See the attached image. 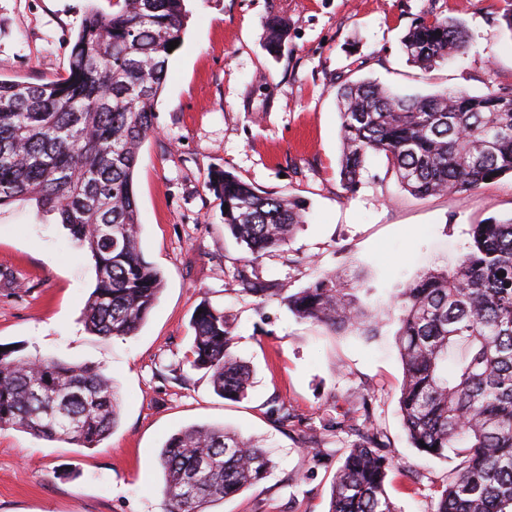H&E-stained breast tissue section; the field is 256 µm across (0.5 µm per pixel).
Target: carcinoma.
Segmentation results:
<instances>
[{"label":"carcinoma","instance_id":"carcinoma-1","mask_svg":"<svg viewBox=\"0 0 512 512\" xmlns=\"http://www.w3.org/2000/svg\"><path fill=\"white\" fill-rule=\"evenodd\" d=\"M188 0H116L118 9L85 12L67 76L33 84L0 79V208L34 200L57 215L94 261L96 284L83 316L102 337L136 333L163 288L161 272L139 245L134 172L154 129L169 42L182 40ZM287 25L269 24L278 51ZM407 62L429 68L465 52L469 35L453 18L422 20L402 38ZM343 188H357L367 155H384L415 196L480 188L512 175V101L490 89L398 96L368 79L336 86ZM210 184L229 211L224 228L255 259L284 250L304 223L302 204L257 189L230 171ZM241 292L271 296L297 318L335 335L373 339L384 322L366 303L370 289L328 274L307 288H267L241 278ZM193 314L192 367L214 391L240 400L252 370L233 351V320L204 301ZM396 343L403 368L398 400L412 447L436 458L462 449L434 512H512V218L469 228L467 252L451 268L417 275L395 296ZM112 379L86 365L0 351V429L96 447L117 426ZM365 435L344 451L329 512H400L386 493L394 465L360 399ZM164 512H205L263 480L270 456L253 437L222 426L192 425L159 456Z\"/></svg>","mask_w":512,"mask_h":512}]
</instances>
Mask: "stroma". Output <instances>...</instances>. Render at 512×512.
Masks as SVG:
<instances>
[{
    "mask_svg": "<svg viewBox=\"0 0 512 512\" xmlns=\"http://www.w3.org/2000/svg\"><path fill=\"white\" fill-rule=\"evenodd\" d=\"M115 0H0V78L41 84L64 76L88 4ZM507 0H189L169 59L154 132L134 174L140 244L163 289L135 335L89 333L82 312L96 272L55 216L19 202L0 210V345L19 355L90 364L122 397L117 427L97 447L0 430V512H163L159 454L195 424L263 439L267 477L208 512H329L343 452L357 442L355 411L372 401L395 459L387 493L401 512H433L459 460L420 453L398 414L402 364L395 323L364 340L301 322L274 299L246 296L233 278L304 288L331 271H361L370 304L389 308L423 271L457 263L470 225L512 217V177L471 192L417 198L384 156L366 158L355 191L340 182L339 78L368 77L401 94L512 91ZM448 16L470 48L430 69L407 63L400 40L416 20ZM288 23L279 52L267 24ZM227 170L306 206L284 251L254 260L225 230L207 186ZM232 314L235 351L253 369L246 398L218 396L192 369L190 319L201 302ZM287 406L293 420L274 411Z\"/></svg>",
    "mask_w": 512,
    "mask_h": 512,
    "instance_id": "obj_1",
    "label": "stroma"
}]
</instances>
